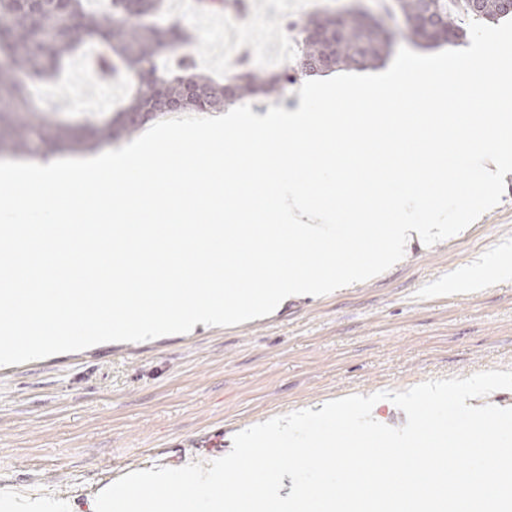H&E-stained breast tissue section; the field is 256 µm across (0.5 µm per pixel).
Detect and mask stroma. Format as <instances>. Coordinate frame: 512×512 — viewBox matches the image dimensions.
<instances>
[{"label":"stroma","mask_w":512,"mask_h":512,"mask_svg":"<svg viewBox=\"0 0 512 512\" xmlns=\"http://www.w3.org/2000/svg\"><path fill=\"white\" fill-rule=\"evenodd\" d=\"M161 2L159 22L189 29L201 69L217 79L227 74L225 58L245 49L262 69H295V25L318 12L317 0H267L280 27L258 19L238 30L232 14ZM133 89L127 79L97 88L85 110L68 116L105 122ZM505 184L501 202L456 237L411 247L374 280L239 325L102 343L0 376V489L82 506L130 472L223 457L236 433L276 416L512 369V281L445 287L512 242V175Z\"/></svg>","instance_id":"obj_1"}]
</instances>
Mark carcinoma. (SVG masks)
<instances>
[{
    "label": "carcinoma",
    "instance_id": "1",
    "mask_svg": "<svg viewBox=\"0 0 512 512\" xmlns=\"http://www.w3.org/2000/svg\"><path fill=\"white\" fill-rule=\"evenodd\" d=\"M158 0H106L96 11L86 0H0V46L9 62L0 64V155L32 154L63 148L91 149L107 134L131 135L144 114L217 112L227 104L257 96L275 98L295 81L288 71L251 67L224 82L196 71L188 47L192 37L176 25L149 22ZM502 0H396L394 18H402L404 37L427 47L452 43L466 35L465 21L504 17ZM329 16H308L297 25L300 70L328 59L324 71L374 65L390 43L356 12L341 21V34L328 29L324 39L309 36L311 27ZM100 49V67L107 76L117 71L138 77L133 94L115 116L100 125L92 119L72 123L59 112L31 108L35 90L59 75L84 46Z\"/></svg>",
    "mask_w": 512,
    "mask_h": 512
}]
</instances>
